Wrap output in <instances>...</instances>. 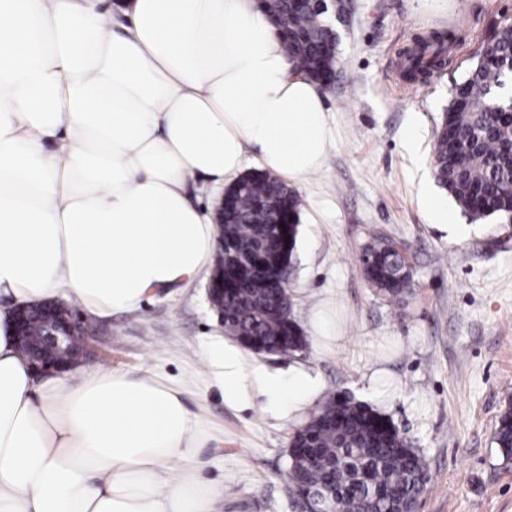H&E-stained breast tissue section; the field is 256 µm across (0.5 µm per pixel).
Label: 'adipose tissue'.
<instances>
[{"instance_id": "adipose-tissue-1", "label": "adipose tissue", "mask_w": 512, "mask_h": 512, "mask_svg": "<svg viewBox=\"0 0 512 512\" xmlns=\"http://www.w3.org/2000/svg\"><path fill=\"white\" fill-rule=\"evenodd\" d=\"M331 147L320 86L260 0H0V288L14 305L73 297L134 310L190 284L217 248L191 181L248 154L299 181ZM224 400L246 378L295 412L320 389L214 350ZM205 434L181 390L146 372L37 377L0 308V512H212Z\"/></svg>"}]
</instances>
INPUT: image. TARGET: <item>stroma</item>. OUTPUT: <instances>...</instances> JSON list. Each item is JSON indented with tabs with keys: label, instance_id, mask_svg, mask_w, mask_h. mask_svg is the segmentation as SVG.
<instances>
[{
	"label": "stroma",
	"instance_id": "stroma-1",
	"mask_svg": "<svg viewBox=\"0 0 512 512\" xmlns=\"http://www.w3.org/2000/svg\"><path fill=\"white\" fill-rule=\"evenodd\" d=\"M506 22L512 0H350L337 24L325 90L332 147L320 171L292 185L301 211L288 292L307 348L257 357L275 375L301 364L319 376L320 392L295 417L256 392L247 406L225 403L209 365L226 338L209 303L210 270L133 311L97 316L68 300L95 337L80 370H150L184 389L207 434L204 475L224 488L214 512H301L288 485L291 437L342 393L375 404L427 459L418 512H512V462L493 441L512 402V223L487 218L452 239L420 196L424 183L443 192L431 158L452 86ZM434 33L451 36L445 65L409 78L406 51ZM375 235L401 243L408 293L380 294L363 275L359 258ZM373 377L387 394L380 404Z\"/></svg>",
	"mask_w": 512,
	"mask_h": 512
}]
</instances>
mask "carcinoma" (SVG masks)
Masks as SVG:
<instances>
[{"mask_svg":"<svg viewBox=\"0 0 512 512\" xmlns=\"http://www.w3.org/2000/svg\"><path fill=\"white\" fill-rule=\"evenodd\" d=\"M279 17L281 36L297 70L323 74L321 46L326 13L294 14L290 0H264ZM512 81V25L505 24L483 47L467 78L455 84L437 131L433 168L439 184L473 219H512V117L490 110L508 107ZM231 210L224 222V331L247 346L274 354L306 347L285 311L287 289L280 267L292 262L300 219L297 193L262 171H251L227 187ZM366 279L382 294L398 296L412 284V270L394 239H374L360 257ZM494 442L512 460V407L499 419ZM313 459L294 457L288 479L302 497L312 486L330 488L336 512H415L430 480L424 456L371 406L349 398L314 413L293 438Z\"/></svg>","mask_w":512,"mask_h":512,"instance_id":"cac0c4a2","label":"carcinoma"}]
</instances>
